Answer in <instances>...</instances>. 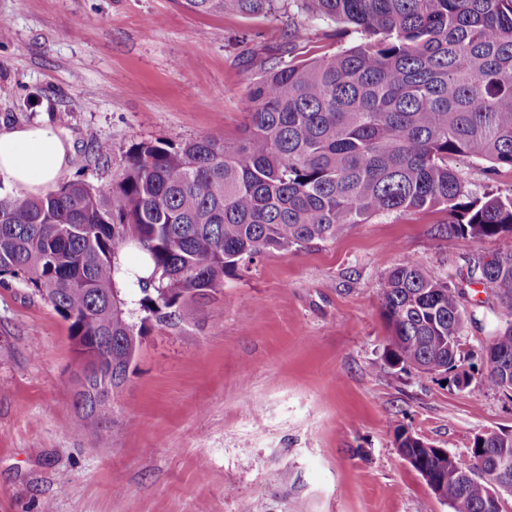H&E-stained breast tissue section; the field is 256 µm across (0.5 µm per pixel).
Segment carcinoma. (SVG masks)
I'll return each mask as SVG.
<instances>
[{
    "label": "carcinoma",
    "instance_id": "1",
    "mask_svg": "<svg viewBox=\"0 0 512 512\" xmlns=\"http://www.w3.org/2000/svg\"><path fill=\"white\" fill-rule=\"evenodd\" d=\"M179 2L244 17L296 6L363 41L264 68L233 143L141 141L103 188L75 177L37 198L0 194V284L23 285L68 323L77 423L100 443L151 326L190 321L263 255L433 209L448 216L441 232L512 238V193H475L450 165L512 173V0ZM472 286L502 322L481 381L512 392V250L473 259L459 283L404 255L379 288L386 364L469 385L462 342L485 307L463 304ZM394 438L450 512H503L512 497V432L476 434L467 465L402 425Z\"/></svg>",
    "mask_w": 512,
    "mask_h": 512
}]
</instances>
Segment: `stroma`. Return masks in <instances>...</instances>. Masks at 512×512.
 Instances as JSON below:
<instances>
[{"label":"stroma","mask_w":512,"mask_h":512,"mask_svg":"<svg viewBox=\"0 0 512 512\" xmlns=\"http://www.w3.org/2000/svg\"><path fill=\"white\" fill-rule=\"evenodd\" d=\"M359 43L307 13L196 14L178 0H0V114L66 134L64 179L102 187L132 144L223 132L236 141L248 87L281 56ZM106 139L108 158L91 148ZM440 212L355 225L330 243L273 253L224 279L191 322L152 326L112 398L111 437L76 422L67 323L0 287V512H449L394 445L396 425L466 459L485 430L512 431V393L486 388L482 353L499 321L463 341L466 388L384 366L378 288L412 254L455 281L512 249L438 232Z\"/></svg>","instance_id":"stroma-1"}]
</instances>
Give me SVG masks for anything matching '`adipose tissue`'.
I'll return each instance as SVG.
<instances>
[{
    "label": "adipose tissue",
    "instance_id": "obj_1",
    "mask_svg": "<svg viewBox=\"0 0 512 512\" xmlns=\"http://www.w3.org/2000/svg\"><path fill=\"white\" fill-rule=\"evenodd\" d=\"M68 137L45 124L0 131V184L41 196L68 166Z\"/></svg>",
    "mask_w": 512,
    "mask_h": 512
}]
</instances>
